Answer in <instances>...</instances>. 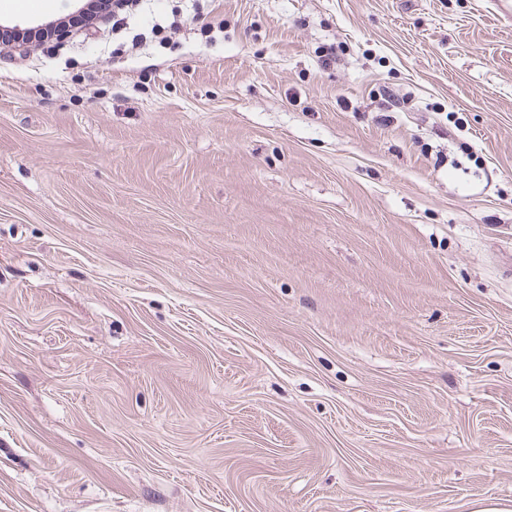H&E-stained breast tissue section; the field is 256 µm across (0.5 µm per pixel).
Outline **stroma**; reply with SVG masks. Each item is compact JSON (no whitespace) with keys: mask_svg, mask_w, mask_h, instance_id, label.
Returning <instances> with one entry per match:
<instances>
[{"mask_svg":"<svg viewBox=\"0 0 512 512\" xmlns=\"http://www.w3.org/2000/svg\"><path fill=\"white\" fill-rule=\"evenodd\" d=\"M497 2L143 0L0 44V512L512 504Z\"/></svg>","mask_w":512,"mask_h":512,"instance_id":"stroma-1","label":"stroma"}]
</instances>
